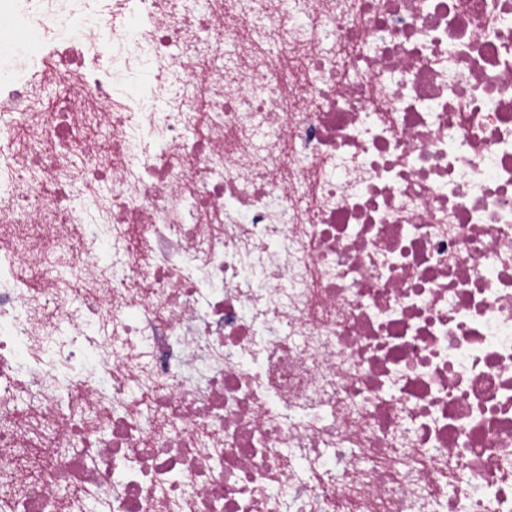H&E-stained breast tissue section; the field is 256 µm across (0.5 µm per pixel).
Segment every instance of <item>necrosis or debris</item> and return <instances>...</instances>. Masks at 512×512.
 <instances>
[{
    "label": "necrosis or debris",
    "instance_id": "obj_1",
    "mask_svg": "<svg viewBox=\"0 0 512 512\" xmlns=\"http://www.w3.org/2000/svg\"><path fill=\"white\" fill-rule=\"evenodd\" d=\"M61 21L0 0V512H512V0Z\"/></svg>",
    "mask_w": 512,
    "mask_h": 512
}]
</instances>
